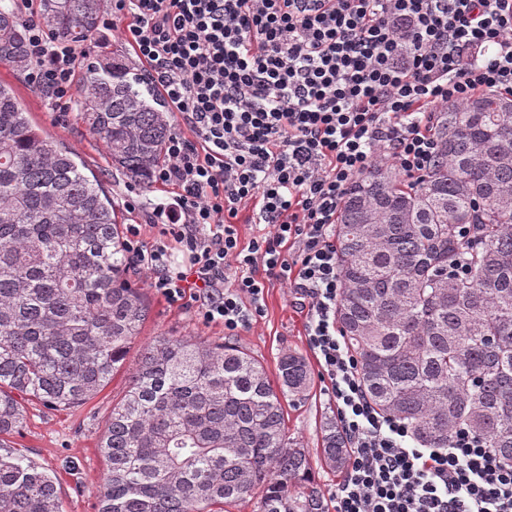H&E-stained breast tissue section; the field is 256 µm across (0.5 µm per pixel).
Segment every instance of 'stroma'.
Returning a JSON list of instances; mask_svg holds the SVG:
<instances>
[{
    "instance_id": "obj_1",
    "label": "stroma",
    "mask_w": 512,
    "mask_h": 512,
    "mask_svg": "<svg viewBox=\"0 0 512 512\" xmlns=\"http://www.w3.org/2000/svg\"><path fill=\"white\" fill-rule=\"evenodd\" d=\"M0 83L12 88L38 126L79 156L86 173L98 176L120 224L146 223L154 203L164 196L161 188L153 184L142 187L144 206L139 211L129 212L125 207L129 181L122 171L113 167L103 141L92 135L82 122L76 121L72 112H53L47 100L30 83L27 73L0 65ZM130 279L141 289L150 314L140 336L130 346L128 364L78 410H51L39 402H27L23 427L11 438L14 447L23 449L56 476L62 512H98L99 487L106 469L98 448L99 440L113 405L121 401L128 389L133 363L142 349L159 336H190L207 343L225 340L222 325L202 324L196 319L193 307L169 304L150 287L147 273L131 272ZM304 324L305 315L300 311L295 294L284 283L273 280L265 290L263 316L234 336L233 341L261 361L272 378L277 375V357L281 351L291 349L306 359L312 376L311 390L305 400L287 406L285 416L291 437L299 439L309 451L314 486L328 497L340 475L320 463L321 424L325 417L335 415L336 409L323 393L320 367L308 347Z\"/></svg>"
}]
</instances>
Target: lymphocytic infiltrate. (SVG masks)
<instances>
[{"label": "lymphocytic infiltrate", "mask_w": 512, "mask_h": 512, "mask_svg": "<svg viewBox=\"0 0 512 512\" xmlns=\"http://www.w3.org/2000/svg\"><path fill=\"white\" fill-rule=\"evenodd\" d=\"M19 0L29 76L50 103L73 99L89 53L53 36ZM183 130L152 180L172 188L149 226L126 228L131 268L169 303L227 335L289 284L347 439L334 512H512V464L457 428L419 447L368 398L336 322V213L358 176L392 164L407 178L437 159L449 103L512 92V0H101ZM265 232L239 242V208ZM152 239H145V230ZM188 256L172 264L171 248Z\"/></svg>", "instance_id": "f902f5d3"}]
</instances>
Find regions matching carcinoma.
<instances>
[{
  "label": "carcinoma",
  "instance_id": "cac0c4a2",
  "mask_svg": "<svg viewBox=\"0 0 512 512\" xmlns=\"http://www.w3.org/2000/svg\"><path fill=\"white\" fill-rule=\"evenodd\" d=\"M99 0H57L46 26L90 39ZM29 68L26 29L0 8V64ZM72 111L112 164L147 184L171 134L155 88L118 62L88 73ZM512 97L448 104L437 163L405 183L389 165L358 178L340 204L337 322L368 398L429 448L465 427L512 463ZM76 155L30 120L0 83V512H61L56 478L5 443L24 403L75 409L125 362L149 314L127 283L111 201ZM278 381L232 343L160 336L99 443L98 512H224L261 493L258 512H323L284 402L310 389L305 360L278 356ZM336 420L321 462L345 469Z\"/></svg>",
  "mask_w": 512,
  "mask_h": 512
}]
</instances>
